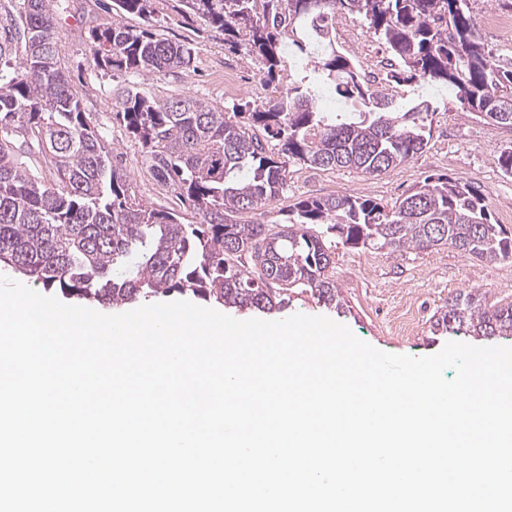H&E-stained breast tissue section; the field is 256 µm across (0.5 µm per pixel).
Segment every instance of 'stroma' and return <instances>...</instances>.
Listing matches in <instances>:
<instances>
[{
	"label": "stroma",
	"instance_id": "stroma-1",
	"mask_svg": "<svg viewBox=\"0 0 512 512\" xmlns=\"http://www.w3.org/2000/svg\"><path fill=\"white\" fill-rule=\"evenodd\" d=\"M478 19V33L504 68L512 69V39L483 25L487 11L512 16V0H470ZM55 37L59 63L71 89L85 111L91 112L104 139L113 147V163L127 171L135 194L159 209L184 211V204L167 186L154 181L140 147L128 139L113 118V106L121 87L133 85L145 94L163 98L184 93L223 106L228 112L248 111L253 101L274 96L265 85L263 66L249 57L241 45L227 43L223 33L199 19H184L178 0H161L156 31L173 42L191 45L194 67L178 74L132 76L98 69L92 58L89 33L93 27L112 22L98 0H54ZM335 47L361 68L367 78L381 77L383 55L378 42L360 19L336 18ZM237 84L233 96L224 94V78ZM428 96L436 106L427 150L388 171L371 176L349 170H320L300 164L288 166V189L269 206L248 214V221L284 223L288 206L308 196L354 195L382 204H393L408 189L428 176L445 175L481 186L488 197L493 223L512 233V175L497 165L499 154L512 148V126L477 119L457 102L451 89L431 87ZM336 284L351 308L349 315L324 311L306 295H289L277 319L300 313L328 315L348 326L359 339L393 354L423 357L438 353L456 337L432 335L431 318L450 293L479 288L490 299L512 300V260L488 263L457 249L443 246L431 252L372 251L373 269L363 274L357 260L360 252L344 245L335 249Z\"/></svg>",
	"mask_w": 512,
	"mask_h": 512
}]
</instances>
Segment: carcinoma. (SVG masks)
<instances>
[{
    "mask_svg": "<svg viewBox=\"0 0 512 512\" xmlns=\"http://www.w3.org/2000/svg\"><path fill=\"white\" fill-rule=\"evenodd\" d=\"M159 0H112L117 21L90 31L103 71L141 76L189 70L195 50L154 32ZM259 59L278 95L252 106L244 121L187 95L163 99L122 91L115 119L141 145L152 175L188 203L157 210L130 191L113 165L92 113L84 111L58 65L52 0H15L0 40V263L46 288L108 305L152 294L190 292L228 308L271 312L288 294L346 306L334 277L331 237L352 248L418 252L451 246L485 262L512 258V238L490 220L479 187L426 178L391 206L353 195L295 202L286 224H249L245 215L283 195L288 162L378 174L422 154L436 108L364 79L336 53L306 71L281 53L311 54L312 35L332 47L338 15L365 24L389 54L385 81L438 82L462 108L512 126V70L497 64L477 33L470 0H180ZM360 102L356 116L316 107L321 84ZM44 148L54 175L33 174L16 143ZM435 332L512 334V301L460 290L433 315Z\"/></svg>",
    "mask_w": 512,
    "mask_h": 512,
    "instance_id": "cac0c4a2",
    "label": "carcinoma"
}]
</instances>
